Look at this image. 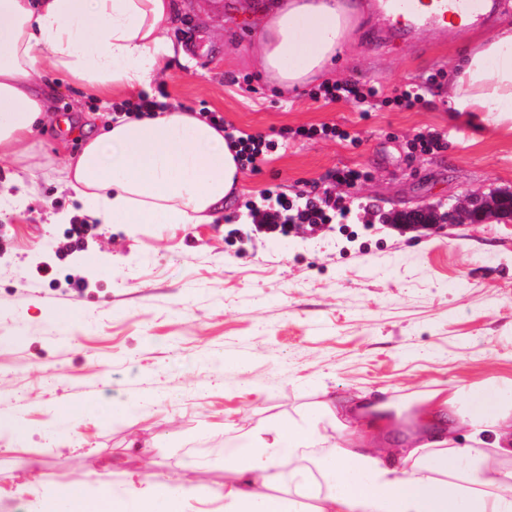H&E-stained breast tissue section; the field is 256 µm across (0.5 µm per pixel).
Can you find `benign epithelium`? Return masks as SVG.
<instances>
[{
	"instance_id": "1",
	"label": "benign epithelium",
	"mask_w": 512,
	"mask_h": 512,
	"mask_svg": "<svg viewBox=\"0 0 512 512\" xmlns=\"http://www.w3.org/2000/svg\"><path fill=\"white\" fill-rule=\"evenodd\" d=\"M512 217V194L500 193L489 196L467 195L440 212L433 207H418L390 214L394 224L411 227H439L443 224H483L491 218Z\"/></svg>"
}]
</instances>
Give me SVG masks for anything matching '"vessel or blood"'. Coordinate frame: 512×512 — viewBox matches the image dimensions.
<instances>
[{
    "mask_svg": "<svg viewBox=\"0 0 512 512\" xmlns=\"http://www.w3.org/2000/svg\"><path fill=\"white\" fill-rule=\"evenodd\" d=\"M490 0H369L370 19L380 22L402 39H417L425 31L446 36L448 26L466 21L486 26L491 19Z\"/></svg>",
    "mask_w": 512,
    "mask_h": 512,
    "instance_id": "obj_1",
    "label": "vessel or blood"
}]
</instances>
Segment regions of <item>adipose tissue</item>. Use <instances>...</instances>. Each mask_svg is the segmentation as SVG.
Here are the masks:
<instances>
[{"instance_id": "obj_1", "label": "adipose tissue", "mask_w": 512, "mask_h": 512, "mask_svg": "<svg viewBox=\"0 0 512 512\" xmlns=\"http://www.w3.org/2000/svg\"><path fill=\"white\" fill-rule=\"evenodd\" d=\"M173 0H0V160L32 157L50 109L43 78L62 72L103 97L148 87L176 55ZM343 0H278L259 24L260 69L280 88L310 83L344 52ZM448 104L512 120V23L456 56ZM64 185L105 224H198L238 185L224 134L191 111L118 118L67 159ZM228 455L224 512H512V379L427 391L404 408L385 390L325 397L252 431ZM169 482L124 499L70 494L72 512H185Z\"/></svg>"}]
</instances>
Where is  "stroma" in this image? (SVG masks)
<instances>
[{
  "mask_svg": "<svg viewBox=\"0 0 512 512\" xmlns=\"http://www.w3.org/2000/svg\"><path fill=\"white\" fill-rule=\"evenodd\" d=\"M265 2L175 0L165 34L183 56L153 90L246 134L327 123L350 137L282 143L259 171L241 170L211 222L65 237L86 217L60 181L62 158L78 156L107 112L53 74L55 117L35 134L25 200L0 218V418L24 429L0 431V512L52 501L65 512L73 486L93 497L106 477L118 494L171 477L196 491L186 512H224V457L245 452L242 432L307 410L323 391L385 388L402 403L512 377V220L435 232L387 220L512 192V121L448 109V64L473 30L375 40L359 16L333 79L387 94L427 85L413 108L364 113L263 75L254 42ZM428 132L447 148L413 152ZM344 166L366 177L333 223L286 238L255 223L253 211L276 205L265 189L295 201ZM116 401L136 413L112 416Z\"/></svg>",
  "mask_w": 512,
  "mask_h": 512,
  "instance_id": "stroma-1",
  "label": "stroma"
}]
</instances>
